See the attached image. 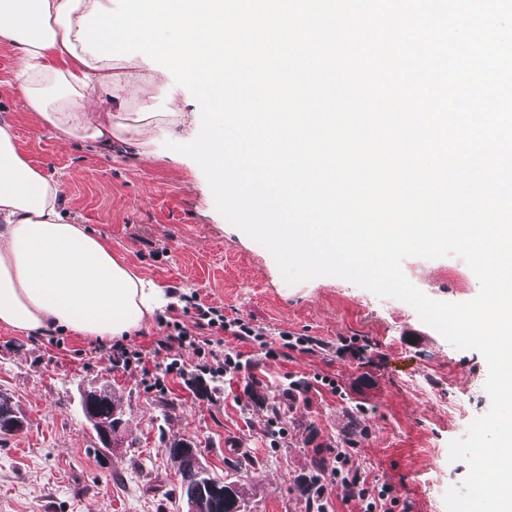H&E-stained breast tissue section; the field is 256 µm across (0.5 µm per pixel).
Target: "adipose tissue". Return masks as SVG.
I'll return each mask as SVG.
<instances>
[{
    "mask_svg": "<svg viewBox=\"0 0 512 512\" xmlns=\"http://www.w3.org/2000/svg\"><path fill=\"white\" fill-rule=\"evenodd\" d=\"M107 0H0V43L21 57L26 111L66 142H146L147 113L101 121L99 95L123 102L139 92L142 57L98 60L78 38L82 16ZM58 179L34 167L13 122L0 121V325L24 333L60 330L119 339L161 308L162 288L134 272L109 242L77 224Z\"/></svg>",
    "mask_w": 512,
    "mask_h": 512,
    "instance_id": "1",
    "label": "adipose tissue"
}]
</instances>
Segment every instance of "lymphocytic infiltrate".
Returning a JSON list of instances; mask_svg holds the SVG:
<instances>
[{
	"label": "lymphocytic infiltrate",
	"instance_id": "lymphocytic-infiltrate-1",
	"mask_svg": "<svg viewBox=\"0 0 512 512\" xmlns=\"http://www.w3.org/2000/svg\"><path fill=\"white\" fill-rule=\"evenodd\" d=\"M182 312L191 317L193 328H186L181 318L159 317L153 353L168 354L177 346L188 352V360L171 358L165 365L151 368L142 350L118 340L104 350L112 370L139 373L146 390L161 395L169 392L175 379L186 385L205 378L218 383L240 372L246 378L244 396L255 401L259 398L255 374L259 357L290 359L313 354L319 346L314 337L288 331L276 338L268 337L245 317L226 316L221 307L204 303L196 293L186 297ZM228 336L238 341V348H225L224 339ZM313 452L321 466L304 480L308 488L306 512H334L333 493L338 487L345 491L341 501L357 502L361 512H395L400 504L395 489L365 474L359 463L357 442L342 439L333 446H315Z\"/></svg>",
	"mask_w": 512,
	"mask_h": 512
}]
</instances>
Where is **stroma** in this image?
<instances>
[{
    "label": "stroma",
    "mask_w": 512,
    "mask_h": 512,
    "mask_svg": "<svg viewBox=\"0 0 512 512\" xmlns=\"http://www.w3.org/2000/svg\"><path fill=\"white\" fill-rule=\"evenodd\" d=\"M20 66L19 52L0 44V112L15 123L30 163L61 181L80 223L164 290L199 293L266 333L312 336L324 348L266 360L257 403L241 400L240 377L191 390L176 383L160 396L147 392L139 375L109 372L93 351L95 337L66 333L53 344L0 326V394L25 421L22 432L0 435V512H186L165 448L175 436L192 439L216 473L248 484L246 512H306L298 485L313 472L312 444H335L359 404L366 429L360 461L369 477L392 484L406 512H446V491L468 472L465 462L450 460L449 443L490 408L483 355L453 347L407 303L344 279L287 283L270 252L217 212L199 165L169 150L186 127L164 123L155 142L108 150L62 144L25 111ZM195 105L186 88L159 73L132 100H105L98 109L118 120ZM403 271L435 300L466 302L479 292L477 277L456 255L412 256ZM344 337L360 340L361 359L337 356ZM290 373L332 377L346 395L325 391L308 405L284 400ZM102 387L124 414L118 448L101 447L81 410L83 390ZM275 403L288 428L276 448L265 436Z\"/></svg>",
    "instance_id": "stroma-1"
}]
</instances>
